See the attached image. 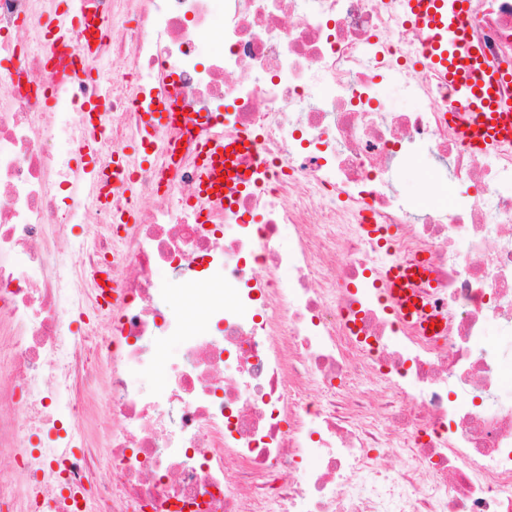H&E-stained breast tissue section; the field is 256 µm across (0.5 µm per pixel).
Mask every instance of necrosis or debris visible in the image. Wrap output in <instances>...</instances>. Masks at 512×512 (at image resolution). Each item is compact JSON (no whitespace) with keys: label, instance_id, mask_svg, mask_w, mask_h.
<instances>
[{"label":"necrosis or debris","instance_id":"1","mask_svg":"<svg viewBox=\"0 0 512 512\" xmlns=\"http://www.w3.org/2000/svg\"><path fill=\"white\" fill-rule=\"evenodd\" d=\"M59 7L0 0V457L19 471L0 512H512V144L463 146L452 90L409 68L402 0H80L85 67L47 34ZM470 35L511 65L512 0H472ZM205 38L221 49L203 62ZM385 86L414 109L383 108ZM159 95L179 114L149 134ZM61 128L95 141L90 168L55 148ZM218 130L257 132L273 162L224 209L195 171ZM141 138L151 160L125 150ZM424 158L470 193L401 195L396 171ZM117 166L131 181L100 201ZM395 264L441 339L384 295ZM189 297L206 316L188 328L167 310ZM162 369L163 393L129 380Z\"/></svg>","mask_w":512,"mask_h":512}]
</instances>
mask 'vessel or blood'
<instances>
[{
  "label": "vessel or blood",
  "instance_id": "b4317fda",
  "mask_svg": "<svg viewBox=\"0 0 512 512\" xmlns=\"http://www.w3.org/2000/svg\"><path fill=\"white\" fill-rule=\"evenodd\" d=\"M469 4L470 0H404V9L425 36V66L453 84L455 108L469 111L471 120L461 125V136L467 147L479 152L512 141V102L501 99V74L485 66L481 48L470 38ZM264 173L265 162L254 138L243 131L230 138L219 134L201 151L200 192L225 205L230 186H251ZM414 276L406 266L389 270L386 294L396 306L410 303Z\"/></svg>",
  "mask_w": 512,
  "mask_h": 512
}]
</instances>
